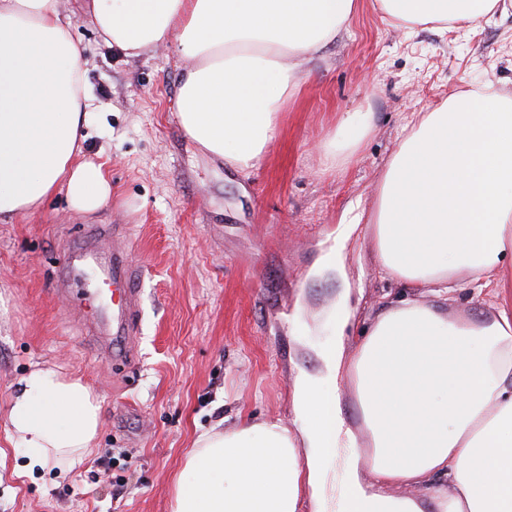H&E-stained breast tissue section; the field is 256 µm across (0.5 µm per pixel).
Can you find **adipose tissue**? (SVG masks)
<instances>
[{
  "instance_id": "ef3b65f1",
  "label": "adipose tissue",
  "mask_w": 512,
  "mask_h": 512,
  "mask_svg": "<svg viewBox=\"0 0 512 512\" xmlns=\"http://www.w3.org/2000/svg\"><path fill=\"white\" fill-rule=\"evenodd\" d=\"M499 0H380L399 25L463 27ZM355 0H88L107 43L137 56L177 40L187 60L177 119L210 156L242 170L279 131L309 57L346 27ZM60 0H0V220L57 192L91 212L112 195L75 161L89 123L84 59ZM369 232L401 297L323 357L340 399L297 376L290 419L200 433L172 512H316L334 448L346 446L343 512H512V305L456 317L453 291L496 296L512 265V99L462 92L413 113L378 185ZM31 465L59 474L97 444L101 401L81 379L34 363L6 411Z\"/></svg>"
}]
</instances>
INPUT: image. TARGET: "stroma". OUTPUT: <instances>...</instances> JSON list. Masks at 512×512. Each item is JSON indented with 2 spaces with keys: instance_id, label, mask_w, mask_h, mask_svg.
I'll return each instance as SVG.
<instances>
[{
  "instance_id": "obj_1",
  "label": "stroma",
  "mask_w": 512,
  "mask_h": 512,
  "mask_svg": "<svg viewBox=\"0 0 512 512\" xmlns=\"http://www.w3.org/2000/svg\"><path fill=\"white\" fill-rule=\"evenodd\" d=\"M61 10L90 98L80 158L101 164L112 196L81 213L61 191L36 215L0 221V512H170L197 431L287 417L295 372L321 371L342 289L361 320L382 295L401 294L378 276L363 225L342 274L314 271L345 211L372 203L407 113L488 86L512 97V0L463 29L411 30L378 0H356L247 171L203 153L180 127L185 65L173 47L131 58L104 42L84 0H61ZM348 112L371 124L351 157L326 149L349 137ZM116 224L146 268L138 357L126 368L91 344L66 293L67 253ZM36 362L82 378L101 399L98 446L62 478L49 466L26 471L5 425L14 383Z\"/></svg>"
}]
</instances>
